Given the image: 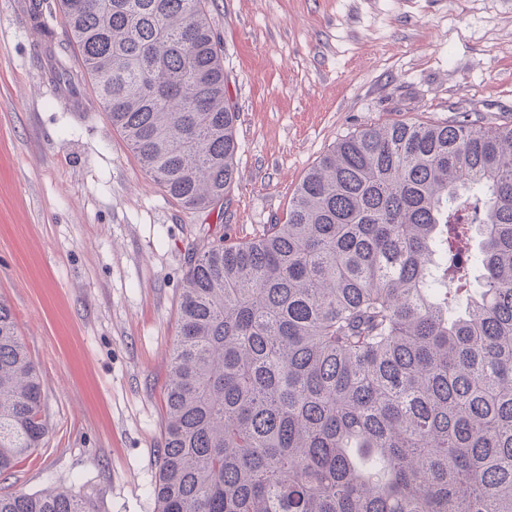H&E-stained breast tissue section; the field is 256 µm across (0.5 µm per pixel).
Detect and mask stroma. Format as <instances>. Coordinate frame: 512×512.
Wrapping results in <instances>:
<instances>
[{"instance_id":"1","label":"stroma","mask_w":512,"mask_h":512,"mask_svg":"<svg viewBox=\"0 0 512 512\" xmlns=\"http://www.w3.org/2000/svg\"><path fill=\"white\" fill-rule=\"evenodd\" d=\"M0 0V299L43 380L47 433L0 492L156 512L163 389L189 248L285 219L334 143L364 126L512 121V0H213L238 178L199 212L165 197L113 130L63 28ZM67 63L74 85L52 78Z\"/></svg>"}]
</instances>
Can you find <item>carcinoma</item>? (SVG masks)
<instances>
[{
    "label": "carcinoma",
    "instance_id": "cac0c4a2",
    "mask_svg": "<svg viewBox=\"0 0 512 512\" xmlns=\"http://www.w3.org/2000/svg\"><path fill=\"white\" fill-rule=\"evenodd\" d=\"M56 14L142 171L186 209L223 201L238 113L209 0ZM42 386L1 299V475L42 444ZM163 401L157 512H512V123L366 126L284 223L191 248ZM0 512L90 510L49 487Z\"/></svg>",
    "mask_w": 512,
    "mask_h": 512
}]
</instances>
